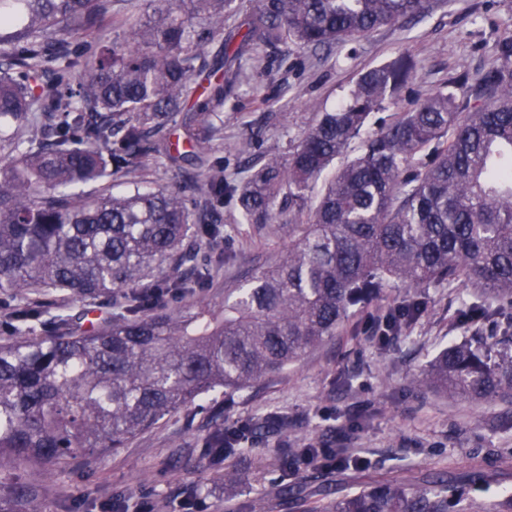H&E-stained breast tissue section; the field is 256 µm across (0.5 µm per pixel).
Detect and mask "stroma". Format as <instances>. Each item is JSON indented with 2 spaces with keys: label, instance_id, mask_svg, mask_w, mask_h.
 Returning a JSON list of instances; mask_svg holds the SVG:
<instances>
[{
  "label": "stroma",
  "instance_id": "35a3bbf8",
  "mask_svg": "<svg viewBox=\"0 0 512 512\" xmlns=\"http://www.w3.org/2000/svg\"><path fill=\"white\" fill-rule=\"evenodd\" d=\"M432 3L425 18L328 50L292 46L249 60L210 149L245 173L256 156H288L315 113L339 106L361 72L408 57V77L394 94L395 106L408 107L460 71L483 68L512 33V0ZM395 106L378 111L377 123L390 122ZM248 138L252 148L234 154ZM221 213L222 246L233 259L205 290L215 305L289 245L279 225L242 223L235 201H225ZM472 293L464 284L421 289L423 313L384 334L377 319L413 294L385 288L279 375L247 390L212 392L203 408L176 413L90 463L28 470L40 512H143L147 503L182 512L191 495L208 512H330L337 499L408 477L448 479V512H496L512 494V393L475 402L416 384L443 349L512 336L511 302L485 300L489 315L476 323L460 317V300ZM222 426L253 434L248 452L217 465L205 440ZM306 448L330 449L342 463L331 469L305 461Z\"/></svg>",
  "mask_w": 512,
  "mask_h": 512
}]
</instances>
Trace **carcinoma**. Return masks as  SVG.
Wrapping results in <instances>:
<instances>
[{"label": "carcinoma", "mask_w": 512, "mask_h": 512, "mask_svg": "<svg viewBox=\"0 0 512 512\" xmlns=\"http://www.w3.org/2000/svg\"><path fill=\"white\" fill-rule=\"evenodd\" d=\"M126 8V38L97 43L100 0H0V294L18 299L0 344V512H38L32 467L88 462L189 410L216 389L240 391L336 334L350 310L392 284L469 283L512 299V36L367 136L373 113L408 74L399 61L352 82L346 103L318 113L289 157L261 155L241 182L211 163L224 95L245 50L344 44L430 0H158ZM243 17L234 28L224 22ZM65 33L94 41L79 51ZM220 57H210L215 39ZM182 131L185 150L165 132ZM197 169L194 190L140 187L92 197L80 185L133 175L147 159ZM233 197L249 224H280L288 252L211 308L203 289L230 256L219 213ZM70 298L121 296L112 314L48 316L31 289ZM189 299L191 312L172 309ZM412 299L387 316L414 317ZM49 324L52 336H37ZM419 384L485 399L512 392V353L463 343L440 352ZM242 431L208 437L213 459L243 452ZM333 512H448V482L378 485Z\"/></svg>", "instance_id": "1"}]
</instances>
